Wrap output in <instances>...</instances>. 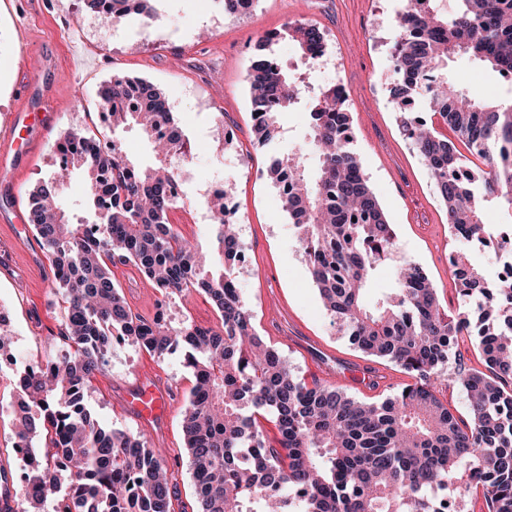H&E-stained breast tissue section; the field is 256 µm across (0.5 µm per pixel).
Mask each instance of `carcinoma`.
Instances as JSON below:
<instances>
[{
    "label": "carcinoma",
    "mask_w": 512,
    "mask_h": 512,
    "mask_svg": "<svg viewBox=\"0 0 512 512\" xmlns=\"http://www.w3.org/2000/svg\"><path fill=\"white\" fill-rule=\"evenodd\" d=\"M150 0H112V17L134 15L150 26ZM391 94L401 128L425 160L447 224L465 240L488 243L498 228L483 220L495 203L512 219V99H478L448 81V58L464 54L512 75V0H459L448 13L405 10L395 20ZM294 43L307 62L323 33L290 23L261 37L265 51L247 82L254 132L265 145L278 115L309 114L308 144L268 169L299 234L322 304L338 330L369 356L390 360L412 378L394 396L364 403L337 388L309 386L267 345L242 299L234 264L244 250L224 207L213 208L219 263L173 237L168 213L176 200L177 156L185 139L164 138L175 120L163 93L139 77L117 76L100 90L112 108V130L138 128L152 147L147 164L112 152L82 159L81 136L58 140L52 179L31 194L29 223L55 271L65 319V348L46 369L26 374L15 436L39 440L46 460L63 455L72 505L55 512H171L172 486L161 451L143 435L106 429L74 403L104 370L116 341L157 357L179 350L193 375L182 423L196 494L195 512H448V494L482 488L488 512H512V281L489 283L464 252L453 265L462 299L476 296L478 329L468 314L442 310L437 289L419 264L400 265L389 288L367 301L378 270L396 249V235L352 151L346 96L334 84L312 86L283 69L272 47ZM425 91L429 108L457 137L412 116ZM318 158L314 178L303 167ZM75 174L88 187L93 220L61 209L58 195ZM135 262L163 296L198 292L220 326L173 324L158 312L140 318L112 279L115 262ZM477 333L485 369L459 380L470 418L459 421L434 394L463 336ZM279 438L269 439L261 420ZM49 466L30 475L23 512H41Z\"/></svg>",
    "instance_id": "carcinoma-1"
}]
</instances>
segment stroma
Returning a JSON list of instances; mask_svg holds the SVG:
<instances>
[{
  "mask_svg": "<svg viewBox=\"0 0 512 512\" xmlns=\"http://www.w3.org/2000/svg\"><path fill=\"white\" fill-rule=\"evenodd\" d=\"M403 2L256 0L252 15L243 18L225 14L221 0H152L159 21L145 29L132 16L100 20L86 0H0V129L21 106L20 60L33 66L49 54L55 63L49 80L56 123L51 138L28 154L17 174L20 208L29 210L32 188L52 175L57 162L53 146L67 133L106 139L115 135L123 153L151 160L150 147L136 128L115 133L101 126L98 118L102 110L98 90L103 83L116 75L149 81L165 95L194 147L183 170L186 189L197 198L208 181L221 180L233 188L231 203L243 218L238 231L246 247V271L238 275L237 284L254 312L260 336L287 337L280 351L306 383L339 388L361 402L383 401L409 383L408 374L391 361L366 355L333 325L311 278L297 230L267 174L272 158L309 140L307 116L282 113L278 137L258 146L246 73L261 36L297 20L315 19L331 43L333 57L327 65L309 66L289 42L277 45L275 54L285 69L312 70L316 83L339 81L347 90L353 148L397 234V247L373 283L372 294L388 288L396 268L409 261L425 269L443 307L477 315V300L462 301L456 292L450 259L465 250L491 279L496 274V255L479 242L464 243L449 233L435 184L404 135L389 92L394 76V20ZM448 76L468 93L490 91L500 99L512 97V83L499 82L490 69L464 56L449 59ZM211 101L221 103L223 120H215L207 110ZM14 231V225L0 223V304L13 314L11 361L0 368L1 405L16 399L15 373L33 365L56 342L64 320L50 261L38 246L29 257L13 253L7 241ZM112 275L127 305L144 318L163 308L175 322L188 318L203 327L218 323L213 307L201 295L161 302L134 264L116 263ZM458 350V361L449 364L436 382L435 393L464 420L469 408L457 373L481 368L482 359L470 338L461 339ZM142 374L173 387L183 400L193 384L180 353L160 358L118 342L105 371L92 381L84 404L103 427L147 434L154 446L162 448L175 486L173 512H194L192 471L182 431L184 407H177L159 429L145 428L122 408L126 385Z\"/></svg>",
  "mask_w": 512,
  "mask_h": 512,
  "instance_id": "obj_1",
  "label": "stroma"
}]
</instances>
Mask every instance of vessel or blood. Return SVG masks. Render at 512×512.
I'll return each instance as SVG.
<instances>
[{
  "mask_svg": "<svg viewBox=\"0 0 512 512\" xmlns=\"http://www.w3.org/2000/svg\"><path fill=\"white\" fill-rule=\"evenodd\" d=\"M56 122L39 97L15 112L0 136V221L25 223L24 213L14 204L15 171L25 157L24 145L42 143ZM177 397L165 385L141 379L130 385L123 396L124 409L145 426H161L173 412Z\"/></svg>",
  "mask_w": 512,
  "mask_h": 512,
  "instance_id": "vessel-or-blood-1",
  "label": "vessel or blood"
}]
</instances>
